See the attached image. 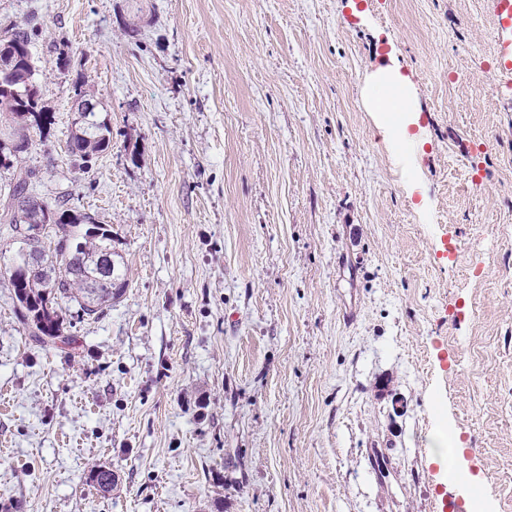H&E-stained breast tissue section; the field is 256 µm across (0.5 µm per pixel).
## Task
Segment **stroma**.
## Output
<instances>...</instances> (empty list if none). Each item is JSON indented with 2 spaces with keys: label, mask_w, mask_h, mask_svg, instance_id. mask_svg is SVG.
<instances>
[{
  "label": "stroma",
  "mask_w": 512,
  "mask_h": 512,
  "mask_svg": "<svg viewBox=\"0 0 512 512\" xmlns=\"http://www.w3.org/2000/svg\"><path fill=\"white\" fill-rule=\"evenodd\" d=\"M41 141L0 166L128 280L36 339L0 282L10 512H512V88L488 0H0ZM419 110L363 104L383 60ZM112 145L65 151L77 84ZM447 435L465 477L433 458ZM116 483L102 492L96 467ZM4 29L6 30L4 35L5 39L1 40L0 38V47L5 43L0 53V70L8 72L16 63V59L21 52V48L18 45L14 44L17 49L14 50L8 44H21L30 50L33 29L29 27L27 22L24 24L13 23ZM7 41L9 43H6Z\"/></svg>",
  "instance_id": "stroma-1"
}]
</instances>
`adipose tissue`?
Returning <instances> with one entry per match:
<instances>
[{"instance_id":"obj_1","label":"adipose tissue","mask_w":512,"mask_h":512,"mask_svg":"<svg viewBox=\"0 0 512 512\" xmlns=\"http://www.w3.org/2000/svg\"><path fill=\"white\" fill-rule=\"evenodd\" d=\"M364 98L372 111L385 113L396 136L406 137L401 117L416 105L399 70L393 66L377 69L364 88Z\"/></svg>"}]
</instances>
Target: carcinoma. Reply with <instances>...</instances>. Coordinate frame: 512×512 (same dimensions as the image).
<instances>
[{"instance_id":"obj_1","label":"carcinoma","mask_w":512,"mask_h":512,"mask_svg":"<svg viewBox=\"0 0 512 512\" xmlns=\"http://www.w3.org/2000/svg\"><path fill=\"white\" fill-rule=\"evenodd\" d=\"M33 29L29 24L13 23L6 27L0 45L9 42L30 47ZM35 62H21L10 79L11 91L0 92V125L10 129L12 140L33 144L30 130L43 131L46 114L42 110L40 91L35 86ZM111 130L105 121L89 119L71 131L67 152L83 161L111 147ZM39 172L26 169L9 186V203L3 220L13 235L19 234L18 223L45 227L40 239H23L21 243L38 253L41 266L19 280L4 273L12 288L17 308L33 334L66 342L62 322L55 308L57 300L75 301L84 314L93 316L112 304L127 286L112 261V230L88 214H76L65 208V201L39 198L31 186ZM106 257L105 275L98 273V260Z\"/></svg>"}]
</instances>
